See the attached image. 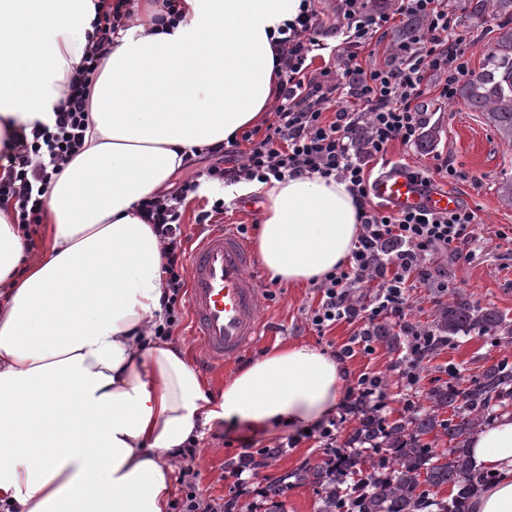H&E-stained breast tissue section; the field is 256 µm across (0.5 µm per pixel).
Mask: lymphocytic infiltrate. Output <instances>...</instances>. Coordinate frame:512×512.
Instances as JSON below:
<instances>
[{
    "label": "lymphocytic infiltrate",
    "instance_id": "lymphocytic-infiltrate-1",
    "mask_svg": "<svg viewBox=\"0 0 512 512\" xmlns=\"http://www.w3.org/2000/svg\"><path fill=\"white\" fill-rule=\"evenodd\" d=\"M137 0H105L106 9L88 37L81 67L63 84L62 106L53 125L17 129L0 159V206L11 208L14 223L22 228L40 223L54 176L59 175L82 149L89 124L93 78L120 32L138 26ZM336 45L318 38L319 0H303L294 22L280 28L278 82L272 115L264 130L243 131L239 139L208 147L216 164L194 172L172 191L142 199L140 215L153 224L163 244L162 274L165 292L162 321L155 335L171 336L179 329L185 306L187 266L182 209L196 199L203 185L228 187L242 181L283 180L292 176L334 178L348 183L361 208V232L347 264L329 271L319 284L320 299L309 312L317 333L340 321L360 322L359 331L340 353L372 354L371 329L386 320L404 335L398 393L403 411L420 408L417 399L419 368L430 355L427 332L410 320L413 281L426 278L429 257L445 250L472 257L478 242L476 216L471 209L450 213L422 207L398 211L375 204L373 171L389 145L417 143L430 123L426 96L447 100L471 74L467 37L458 26L448 0H336ZM411 22L409 34L389 39L396 21ZM388 39L383 65L363 69L359 52L372 41ZM330 55L335 63L312 69L314 58ZM371 288L370 304L359 306L355 297ZM389 390L380 376L363 373L348 389L340 416L315 426L309 435L293 434L259 449L243 444L225 464L229 493L220 501H202L188 492L180 512H262L273 479L258 483L270 460L296 447L303 438L317 444L328 461L340 454H364L352 440L340 439L349 415L367 406L385 416Z\"/></svg>",
    "mask_w": 512,
    "mask_h": 512
}]
</instances>
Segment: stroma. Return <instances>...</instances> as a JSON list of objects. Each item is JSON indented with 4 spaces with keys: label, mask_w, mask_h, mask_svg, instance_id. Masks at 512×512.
Wrapping results in <instances>:
<instances>
[{
    "label": "stroma",
    "mask_w": 512,
    "mask_h": 512,
    "mask_svg": "<svg viewBox=\"0 0 512 512\" xmlns=\"http://www.w3.org/2000/svg\"><path fill=\"white\" fill-rule=\"evenodd\" d=\"M430 124L436 136L429 144L405 146L393 143L387 153L389 161H402L409 167H424L442 155L466 172V179H436L437 188H449L459 197L461 206L477 214L482 238L472 259L454 258L440 253L430 261L432 270L448 272V289L472 295L481 305L496 308L512 321V240L498 238L499 229L512 226V206L504 204L498 187L502 178L512 176V145L499 139L481 113L467 109L463 102L430 104ZM261 286L271 285L267 274H260ZM274 286V285H271ZM275 298L265 300L261 315L270 333L262 345L276 340L306 344L328 353H337L356 331L355 325L336 324L325 335H318L307 320L319 294L315 287L294 288L285 284L274 286ZM512 365V346H494L490 337L477 333L454 338L447 347L437 351L420 374L419 393H426L443 382L468 385L483 367L496 362ZM243 438L225 434L223 428L205 429L198 440L202 457L195 465L193 484L199 497L220 500L229 490L224 481V465L239 452ZM322 460L319 448L305 440L297 447L270 461L263 471L270 478H287L288 488L278 502L282 512H318L316 488L300 481L299 475Z\"/></svg>",
    "instance_id": "35a3bbf8"
}]
</instances>
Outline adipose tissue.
Returning <instances> with one entry per match:
<instances>
[{"instance_id": "ef3b65f1", "label": "adipose tissue", "mask_w": 512, "mask_h": 512, "mask_svg": "<svg viewBox=\"0 0 512 512\" xmlns=\"http://www.w3.org/2000/svg\"><path fill=\"white\" fill-rule=\"evenodd\" d=\"M302 0L143 5L95 79L83 150L51 185L47 251L0 210V505L12 512H168L175 461L204 427L266 434L336 415L345 368L276 341L219 395L177 340L155 335L162 249L138 202L197 151L257 124L277 84L275 41ZM98 18L95 0H0V146L53 124ZM265 198L256 250L271 278L318 283L360 231L344 182L234 186ZM490 474L471 512H512V412L468 441Z\"/></svg>"}]
</instances>
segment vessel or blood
Wrapping results in <instances>:
<instances>
[{
  "mask_svg": "<svg viewBox=\"0 0 512 512\" xmlns=\"http://www.w3.org/2000/svg\"><path fill=\"white\" fill-rule=\"evenodd\" d=\"M373 194L397 210L452 212L459 204L456 193L424 187L399 169L378 179ZM186 291L197 367L211 370L236 361L258 343L263 296L250 245L235 231L207 224L193 237Z\"/></svg>",
  "mask_w": 512,
  "mask_h": 512,
  "instance_id": "1",
  "label": "vessel or blood"
}]
</instances>
